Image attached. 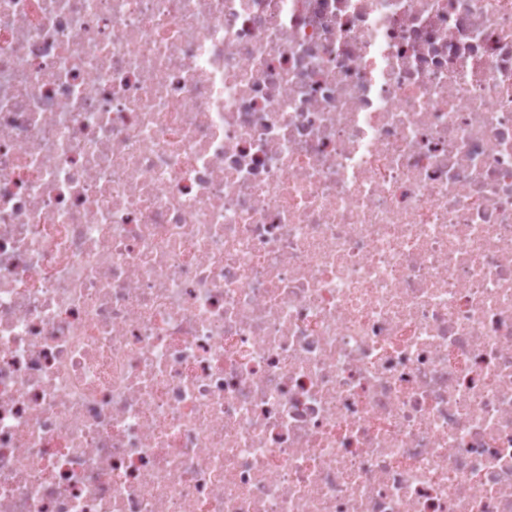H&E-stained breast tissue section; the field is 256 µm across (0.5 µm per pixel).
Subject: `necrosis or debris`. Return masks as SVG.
Wrapping results in <instances>:
<instances>
[{
	"mask_svg": "<svg viewBox=\"0 0 512 512\" xmlns=\"http://www.w3.org/2000/svg\"><path fill=\"white\" fill-rule=\"evenodd\" d=\"M0 512H512V0H0Z\"/></svg>",
	"mask_w": 512,
	"mask_h": 512,
	"instance_id": "necrosis-or-debris-1",
	"label": "necrosis or debris"
}]
</instances>
